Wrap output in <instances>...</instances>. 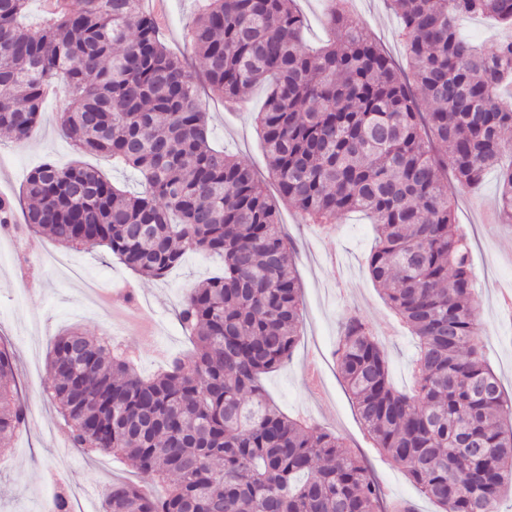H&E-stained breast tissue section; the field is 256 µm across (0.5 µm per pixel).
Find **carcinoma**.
<instances>
[{
	"mask_svg": "<svg viewBox=\"0 0 512 512\" xmlns=\"http://www.w3.org/2000/svg\"><path fill=\"white\" fill-rule=\"evenodd\" d=\"M335 39L300 48L290 0H205L190 29L202 73L169 50L144 0H54L37 27L30 0H0V133L26 142L47 89L66 106L58 128L80 153H105L137 176L122 190L78 161L27 175L24 223L77 249L104 244L129 269L161 279L191 252L224 271L190 289L179 319L193 348L151 378L121 345L79 331L49 361L74 447L112 453L169 482L154 498L114 482L103 512H416L387 502L364 459L318 424L270 404L263 374L293 354L301 325L296 249L254 171L214 148L198 94L204 77L227 107L267 85L257 115L280 200L329 227L375 219L366 259L385 302L419 340L413 384L394 387L384 350L357 314L334 359L374 446L440 512H498L512 492V398L485 356L470 248L448 176L474 189L512 158V38L489 50L459 33L463 15L512 29V0H389L408 69L331 0ZM498 215L512 223V163ZM0 347V443L27 426ZM481 449L477 455L469 452Z\"/></svg>",
	"mask_w": 512,
	"mask_h": 512,
	"instance_id": "obj_1",
	"label": "carcinoma"
}]
</instances>
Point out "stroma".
Segmentation results:
<instances>
[{"instance_id":"obj_1","label":"stroma","mask_w":512,"mask_h":512,"mask_svg":"<svg viewBox=\"0 0 512 512\" xmlns=\"http://www.w3.org/2000/svg\"><path fill=\"white\" fill-rule=\"evenodd\" d=\"M295 6L305 18L302 49H318L331 37L325 24L326 0H295ZM199 7L198 0H164L163 39L177 55L192 54L187 33ZM351 8L355 21L398 65H405L400 19L385 0H352ZM264 100L265 90L260 86L232 111L225 110L214 94L202 97L214 144L261 174L266 173L267 166L253 114ZM64 106L62 95H50L42 121L26 143L0 135V190L8 196L20 195L28 172L42 161L73 159L70 144L57 129V114ZM497 193L498 173L491 169L478 188L456 190V215L471 242L479 327L487 357L504 389L511 393L512 320L500 314L498 291L512 289V224L488 225L482 221L484 208L493 206ZM280 217L296 246L302 323L292 358L263 378L267 394L288 415L310 418L359 449L388 499H411L419 512H437L432 503L420 498L407 474L374 448L332 357L342 321L355 313L373 326L395 385L404 388L412 383L416 340L385 303L366 267L374 238L370 219L359 212L348 214L338 218L334 233L327 234L306 223L293 207L281 206ZM20 245L14 256L0 261V341L8 344L16 357L28 424L11 441L0 464V512H47L51 498L58 493L70 495L78 490L84 492L89 512H100L115 480H129L163 494L162 485L138 473L131 463L72 447L60 410L45 393L53 339L72 328L94 338L113 337L136 355L143 376L154 375L166 369L173 356L191 349V338L177 318L178 307L189 289L223 271V260L209 253H191L164 279L147 280L99 244L73 250L46 235L28 234ZM47 252L63 257L64 266L44 265L40 257ZM332 254L348 267L344 282L336 280V270L328 260ZM87 279L99 281L109 290L134 289L147 305L148 323L114 317L102 302L90 301L83 288ZM311 353L322 358L320 381L315 387L306 372Z\"/></svg>"}]
</instances>
